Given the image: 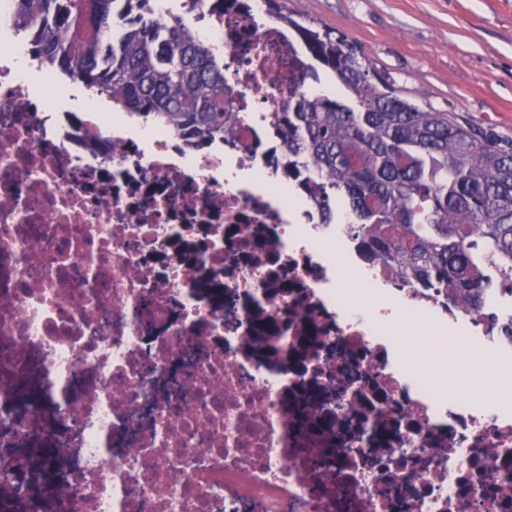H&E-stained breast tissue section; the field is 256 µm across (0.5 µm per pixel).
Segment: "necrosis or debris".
Returning <instances> with one entry per match:
<instances>
[{"label": "necrosis or debris", "mask_w": 512, "mask_h": 512, "mask_svg": "<svg viewBox=\"0 0 512 512\" xmlns=\"http://www.w3.org/2000/svg\"><path fill=\"white\" fill-rule=\"evenodd\" d=\"M224 58L236 135L74 113L0 0V512H41L12 454L48 443L58 512H512V412L439 394L438 328L484 314L365 260L346 214L287 186L274 114L298 58L261 0H179ZM55 425L45 421L47 406Z\"/></svg>", "instance_id": "1"}]
</instances>
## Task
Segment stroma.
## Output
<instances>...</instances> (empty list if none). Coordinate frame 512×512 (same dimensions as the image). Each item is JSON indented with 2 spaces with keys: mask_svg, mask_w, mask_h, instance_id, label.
Listing matches in <instances>:
<instances>
[{
  "mask_svg": "<svg viewBox=\"0 0 512 512\" xmlns=\"http://www.w3.org/2000/svg\"><path fill=\"white\" fill-rule=\"evenodd\" d=\"M361 46L413 102L512 140V0H287Z\"/></svg>",
  "mask_w": 512,
  "mask_h": 512,
  "instance_id": "35a3bbf8",
  "label": "stroma"
}]
</instances>
